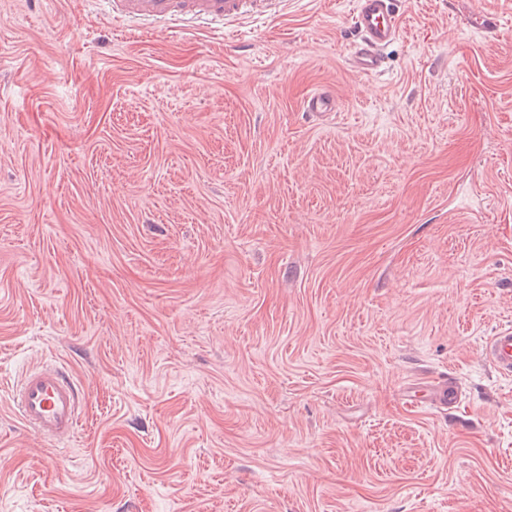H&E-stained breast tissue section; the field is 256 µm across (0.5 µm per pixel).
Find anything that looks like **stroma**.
<instances>
[{
    "label": "stroma",
    "mask_w": 512,
    "mask_h": 512,
    "mask_svg": "<svg viewBox=\"0 0 512 512\" xmlns=\"http://www.w3.org/2000/svg\"><path fill=\"white\" fill-rule=\"evenodd\" d=\"M396 9L367 76L353 0H0V512H512V0ZM43 362L64 452L9 407ZM113 16L132 22L164 24L182 17H202L224 22L279 13L288 0H110ZM336 94L328 90H318L309 93L303 102V111L315 112L326 116L327 112H336ZM485 361L499 374L512 376V325L503 326L482 343ZM20 420L40 438L68 441L81 415V397L72 372L55 363L27 370L16 385ZM406 393L412 404L428 403L440 410L451 409L459 401L458 387L446 380L412 385Z\"/></svg>",
    "instance_id": "1"
}]
</instances>
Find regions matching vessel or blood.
Masks as SVG:
<instances>
[{
	"label": "vessel or blood",
	"mask_w": 512,
	"mask_h": 512,
	"mask_svg": "<svg viewBox=\"0 0 512 512\" xmlns=\"http://www.w3.org/2000/svg\"><path fill=\"white\" fill-rule=\"evenodd\" d=\"M288 0H112V12L132 22L163 24L182 17H202L227 24L246 17L282 11ZM353 26L358 39L348 53L350 66L362 74H375L384 67V49L400 33L394 0H354ZM303 109L326 115L336 109V96L328 90L309 93ZM485 361L499 374L512 376V325L496 330L482 343ZM407 398L414 404H429L440 410L453 408L459 400L457 386L447 381L410 386ZM20 420L40 438L68 441L81 415V397L72 372L45 363L27 370L16 385Z\"/></svg>",
	"instance_id": "obj_1"
}]
</instances>
